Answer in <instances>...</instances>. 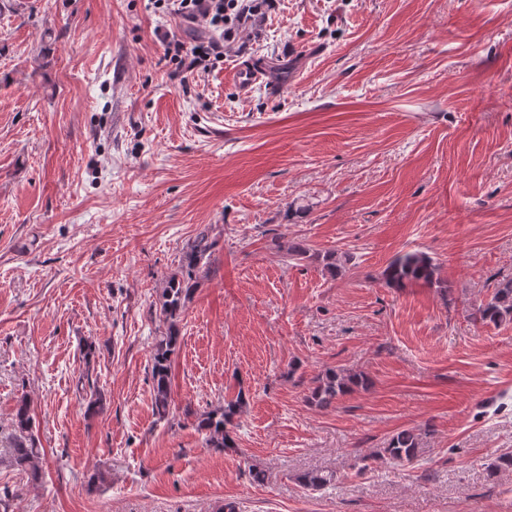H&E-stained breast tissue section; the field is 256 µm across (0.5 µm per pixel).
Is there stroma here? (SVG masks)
Here are the masks:
<instances>
[{"mask_svg": "<svg viewBox=\"0 0 512 512\" xmlns=\"http://www.w3.org/2000/svg\"><path fill=\"white\" fill-rule=\"evenodd\" d=\"M168 28L147 0H0L10 512H512V474L487 470L512 451V321L467 317L512 276V0H280L259 40L186 89L160 60ZM246 61L264 78L244 96ZM208 225L220 241L160 422L156 295ZM280 241L344 269L287 261ZM404 251L439 263L447 293L388 287ZM87 341L96 415L76 389ZM334 366L370 387L311 405ZM240 393L236 448L206 447L185 409ZM23 399L35 482L5 452ZM410 427L418 462L378 457ZM315 469L335 482L305 489ZM288 261L296 263L305 261H315L322 265L324 271L334 277L338 275L344 268L341 257L335 251H328L324 254L314 252L307 243L296 241L283 246Z\"/></svg>", "mask_w": 512, "mask_h": 512, "instance_id": "obj_1", "label": "stroma"}]
</instances>
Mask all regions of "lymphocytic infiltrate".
<instances>
[{
    "mask_svg": "<svg viewBox=\"0 0 512 512\" xmlns=\"http://www.w3.org/2000/svg\"><path fill=\"white\" fill-rule=\"evenodd\" d=\"M155 13L174 20L162 39L171 78L202 79L241 51L242 37L260 36L277 0H151Z\"/></svg>",
    "mask_w": 512,
    "mask_h": 512,
    "instance_id": "1",
    "label": "lymphocytic infiltrate"
}]
</instances>
